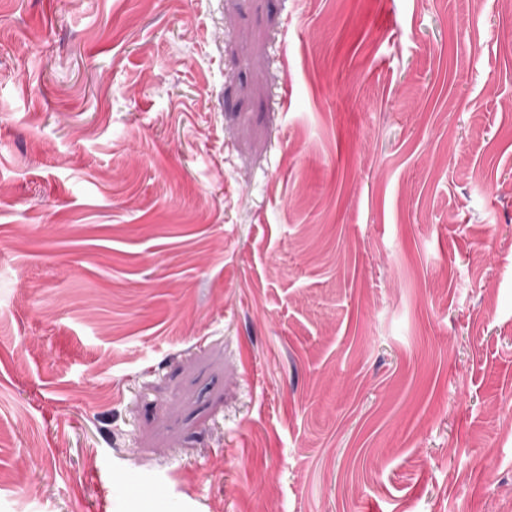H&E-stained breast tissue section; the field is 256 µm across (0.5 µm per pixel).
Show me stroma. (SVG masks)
I'll return each mask as SVG.
<instances>
[{"label": "stroma", "mask_w": 512, "mask_h": 512, "mask_svg": "<svg viewBox=\"0 0 512 512\" xmlns=\"http://www.w3.org/2000/svg\"><path fill=\"white\" fill-rule=\"evenodd\" d=\"M512 12L0 0V512H512Z\"/></svg>", "instance_id": "obj_1"}]
</instances>
